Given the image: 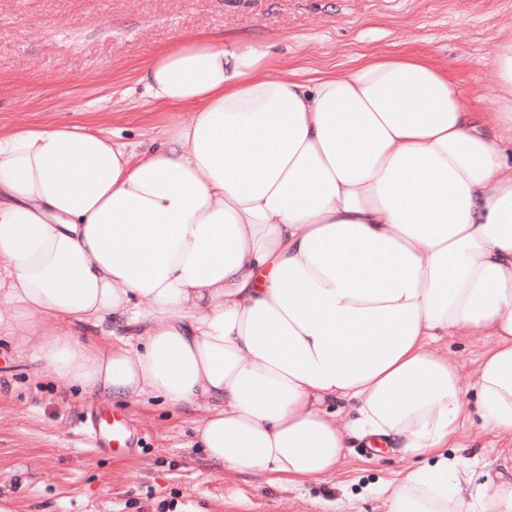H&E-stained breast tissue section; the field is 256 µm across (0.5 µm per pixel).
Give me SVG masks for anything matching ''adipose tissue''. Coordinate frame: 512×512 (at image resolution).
Masks as SVG:
<instances>
[{
    "label": "adipose tissue",
    "mask_w": 512,
    "mask_h": 512,
    "mask_svg": "<svg viewBox=\"0 0 512 512\" xmlns=\"http://www.w3.org/2000/svg\"><path fill=\"white\" fill-rule=\"evenodd\" d=\"M267 57L204 36L159 53L146 96L195 117L147 144L0 133V338L90 397L207 399L196 433L227 469L303 484L354 438L430 448L387 512H512V477L485 494L444 454L474 413L512 437V38L490 127L422 54L288 83ZM475 334L471 407L428 346Z\"/></svg>",
    "instance_id": "1"
}]
</instances>
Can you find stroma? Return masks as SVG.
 Listing matches in <instances>:
<instances>
[{
    "mask_svg": "<svg viewBox=\"0 0 512 512\" xmlns=\"http://www.w3.org/2000/svg\"><path fill=\"white\" fill-rule=\"evenodd\" d=\"M205 34L268 47L271 77L350 72L383 54L422 52L448 68L491 121L497 41L512 37V0H0V132L76 124L124 142L147 141L186 109L146 102L141 68L177 39ZM491 340L448 338L471 380ZM124 414L135 429L118 455L86 439L92 413ZM204 405L158 396L87 398L45 378L30 354L0 341V496L15 512H387L384 488L414 459L355 442L331 478L298 486L237 472L195 448ZM458 469L512 467V438L475 426L458 435Z\"/></svg>",
    "mask_w": 512,
    "mask_h": 512,
    "instance_id": "obj_1",
    "label": "stroma"
}]
</instances>
